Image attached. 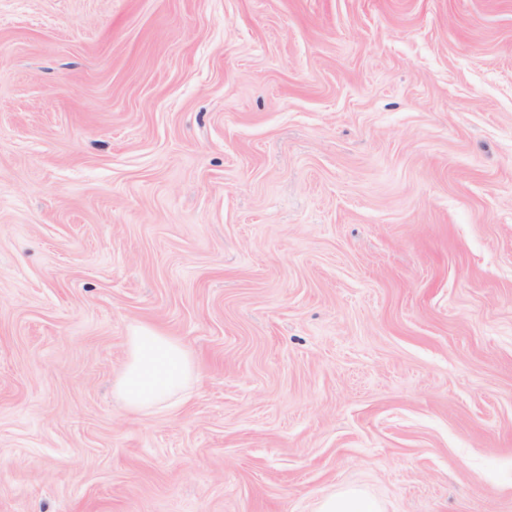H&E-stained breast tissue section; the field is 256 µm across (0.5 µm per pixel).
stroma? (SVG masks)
<instances>
[{"mask_svg": "<svg viewBox=\"0 0 512 512\" xmlns=\"http://www.w3.org/2000/svg\"><path fill=\"white\" fill-rule=\"evenodd\" d=\"M345 487L512 512V0H0V512ZM126 345V362L115 393L131 413L173 406L187 397L196 368L182 341L140 325L127 336Z\"/></svg>", "mask_w": 512, "mask_h": 512, "instance_id": "stroma-1", "label": "stroma"}]
</instances>
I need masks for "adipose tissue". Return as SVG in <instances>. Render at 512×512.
<instances>
[{"instance_id": "ef3b65f1", "label": "adipose tissue", "mask_w": 512, "mask_h": 512, "mask_svg": "<svg viewBox=\"0 0 512 512\" xmlns=\"http://www.w3.org/2000/svg\"><path fill=\"white\" fill-rule=\"evenodd\" d=\"M126 362L115 393L132 413L176 405L187 397L195 361L187 346L159 329L141 325L126 338Z\"/></svg>"}]
</instances>
